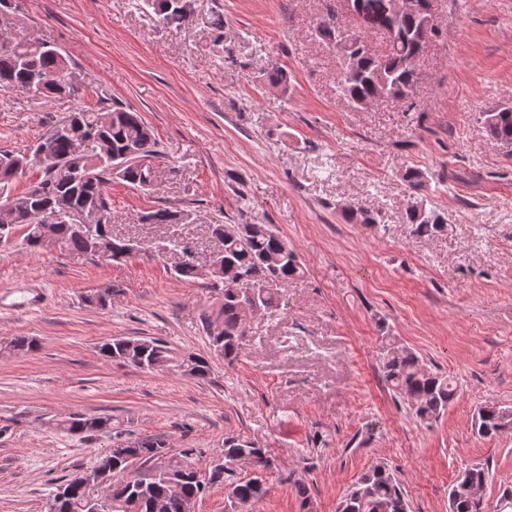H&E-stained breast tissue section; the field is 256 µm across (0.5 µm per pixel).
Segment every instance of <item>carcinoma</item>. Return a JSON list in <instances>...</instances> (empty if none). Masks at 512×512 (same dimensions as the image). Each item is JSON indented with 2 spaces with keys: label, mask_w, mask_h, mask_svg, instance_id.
I'll list each match as a JSON object with an SVG mask.
<instances>
[{
  "label": "carcinoma",
  "mask_w": 512,
  "mask_h": 512,
  "mask_svg": "<svg viewBox=\"0 0 512 512\" xmlns=\"http://www.w3.org/2000/svg\"><path fill=\"white\" fill-rule=\"evenodd\" d=\"M369 27L387 34L385 51L381 54L362 43L339 50L341 68L336 88L341 98L354 108L384 91L390 102L403 101L413 96L421 77V62L428 41L424 32L436 37L441 33L431 16L415 10L394 16L389 13V0H362ZM158 18L167 26H180L191 14L192 0H145ZM328 19L317 25V36L329 45L338 44V31L343 25L339 14L327 9ZM70 67L67 59L46 42L14 35L0 40V89H22L29 93L78 100L82 87L68 82ZM481 122L489 139L512 152V107H503L481 113ZM98 128V139L86 147L85 166L88 177H69L42 171L29 188L16 195L5 193L13 180L24 169L13 164L24 159L21 154L0 153V203L8 204L15 223L0 227V237H7L20 228L25 232L28 246H41L40 225L47 220L56 224L57 243L70 252L87 254L92 244L112 254L119 261L129 256L122 248L123 239L112 235V209L105 195V185L116 177L134 187L152 185L154 174L145 158L157 153L153 129L141 115L117 105L98 109L74 107L64 120L53 126L40 145L51 148L57 155L66 156L72 146L85 137L92 127ZM102 209L105 219L97 223L94 235L77 228L75 218L84 205ZM189 215L168 207L147 212L141 220L147 224H183ZM346 218L359 224H368L380 232L385 229L381 215L365 207L346 210ZM406 221L413 235L431 237L445 232L448 224L444 215L415 203L406 211ZM212 237L222 254L220 274L224 281L229 270L257 286L259 303L265 310L279 307L277 285L288 279H299L303 269L295 249L269 224H213ZM240 289H224V304L219 311L223 331L221 337L210 339V344L221 342L224 360L231 363L241 355L245 335V313ZM14 354L26 355L35 349L30 336H15L7 344ZM99 353L109 361L129 363L147 371L175 370L181 375L206 379L211 374L207 358L200 355H181L167 342L157 338H108L99 346ZM382 372L389 388L408 400L412 415L421 423L432 424L448 409L457 396V387L446 375L423 365L409 348L396 341L383 346ZM73 435L112 430V419L105 416L74 413L60 421ZM512 428V409L486 405L479 411L478 431L485 437H494L506 428ZM171 452L160 438H142L122 446V454L111 453L115 481L111 498L103 512H185V505L197 500L204 489L197 469L185 474L180 494L173 496L166 473L157 469L162 454ZM222 470L212 467L209 481L228 490L227 497L242 504L262 500L267 488L262 478L243 479L229 467L233 459L246 453L256 459L261 468L268 467L261 449L239 436L224 438ZM489 480L484 467L470 468L456 481L457 496L453 512H486L485 503L473 497L468 489L483 487ZM67 498L61 504H52L53 512H91L88 508L90 491L72 477L65 483ZM337 512H408L399 479L383 463L367 469L347 490Z\"/></svg>",
  "instance_id": "1"
}]
</instances>
